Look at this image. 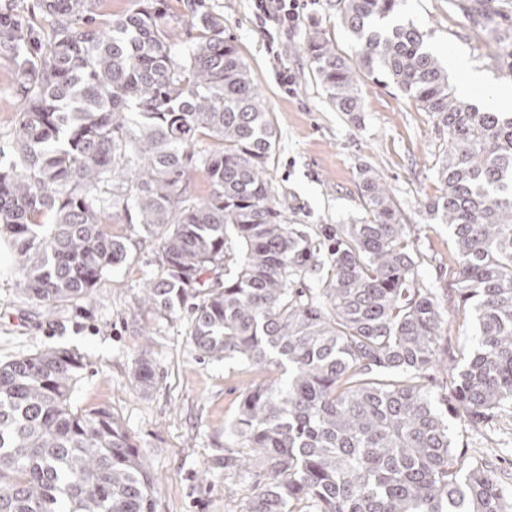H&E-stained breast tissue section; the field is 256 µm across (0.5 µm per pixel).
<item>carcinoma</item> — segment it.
I'll list each match as a JSON object with an SVG mask.
<instances>
[{
    "label": "carcinoma",
    "instance_id": "cac0c4a2",
    "mask_svg": "<svg viewBox=\"0 0 512 512\" xmlns=\"http://www.w3.org/2000/svg\"><path fill=\"white\" fill-rule=\"evenodd\" d=\"M403 2L333 0L354 56L319 31L304 52L337 111L357 118L365 76L448 133L426 209L451 230L475 319L451 369L437 289L375 169L360 173L358 220L288 222L266 179L276 130L224 16L203 0L176 14L136 0L108 26L97 0L0 8L19 105L0 237L23 291L48 308L90 297L127 258L118 220L159 239L142 302L186 314L203 356L280 373L243 395L229 429L242 447L224 449V470L265 478L243 512H512L504 473L455 449L449 425L512 413V112L457 92L426 34L397 21ZM187 26L200 35L180 45ZM85 366L58 348L0 361V512H157V477L121 420L72 405ZM154 380L137 361L132 387Z\"/></svg>",
    "mask_w": 512,
    "mask_h": 512
}]
</instances>
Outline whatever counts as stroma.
<instances>
[{
    "instance_id": "1",
    "label": "stroma",
    "mask_w": 512,
    "mask_h": 512,
    "mask_svg": "<svg viewBox=\"0 0 512 512\" xmlns=\"http://www.w3.org/2000/svg\"><path fill=\"white\" fill-rule=\"evenodd\" d=\"M222 14L243 60L251 69L277 131L267 179L276 197L288 204L293 224H343L362 213L359 175L377 169L417 234L420 279L448 292V330L443 350L454 354L473 331L471 312L459 309L451 233L430 221L425 206L440 193L435 162L448 134L428 113L399 91L361 79L359 121L336 111L310 76L303 45L312 31L351 53L354 42L329 0H313L297 28L278 34L270 52L252 0H205ZM492 23L464 12L458 0H407L402 17L428 34V44L451 69L454 88L468 70L485 73L511 87L505 68L512 58V0H491ZM296 79L285 93L282 71ZM13 82L8 60L0 58V156L10 157L15 141L17 103L7 90ZM112 231L129 243L125 263L105 275L90 299L47 309L27 296L14 269V252L0 238V360L48 348L85 356L88 368L72 393L75 408L106 407L118 416L158 478L157 512H241L259 486L255 475L224 471V451L236 447L225 427L247 387L273 381L262 369L236 361L202 357L189 336L187 317H164L139 301V290L157 271L159 242L136 224ZM149 361L155 384L132 388L137 358ZM456 446L492 456L512 486V414L493 426L464 429L451 423Z\"/></svg>"
}]
</instances>
